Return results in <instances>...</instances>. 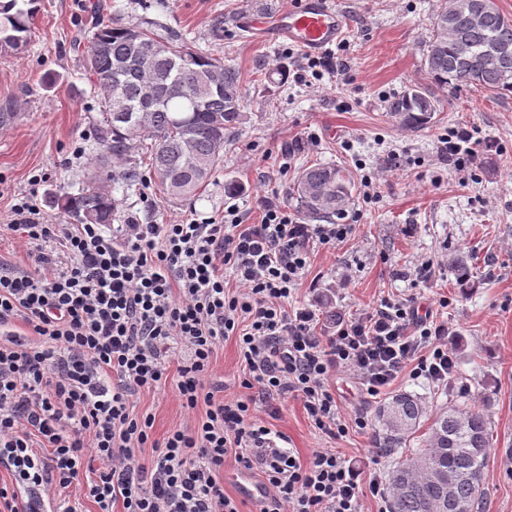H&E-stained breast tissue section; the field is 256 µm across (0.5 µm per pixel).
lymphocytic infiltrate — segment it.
Instances as JSON below:
<instances>
[{
    "label": "lymphocytic infiltrate",
    "instance_id": "1",
    "mask_svg": "<svg viewBox=\"0 0 512 512\" xmlns=\"http://www.w3.org/2000/svg\"><path fill=\"white\" fill-rule=\"evenodd\" d=\"M8 228L32 262L0 263V469L11 477L0 512H77L54 490L81 483L98 512H243L224 492L229 458L269 487L259 512H367L380 480L362 483L332 448L301 461L276 445L267 417L297 399L319 433L342 437L369 420L341 419L333 375L375 397L402 374L443 384L456 368L447 324L414 299H381L327 336L312 305L291 304L313 251L346 239L350 224H305L268 199L257 224L231 205L220 223L126 224L114 235L53 223L24 201ZM229 338L244 393L227 401L212 371ZM169 385L198 420L158 440L138 400Z\"/></svg>",
    "mask_w": 512,
    "mask_h": 512
}]
</instances>
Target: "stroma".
<instances>
[{
  "label": "stroma",
  "instance_id": "1",
  "mask_svg": "<svg viewBox=\"0 0 512 512\" xmlns=\"http://www.w3.org/2000/svg\"><path fill=\"white\" fill-rule=\"evenodd\" d=\"M85 0H40L34 34L18 55H0V101L12 99L13 124L0 127V261L27 264L25 247L7 230L11 209L26 198L62 224L72 218L52 206V195L74 193L93 172L90 145L106 94L89 83L74 40L87 25ZM102 20L134 22L143 5L193 46L234 65L242 74L243 120L224 145V161L191 198L127 194L107 183L120 224H167L179 217L222 221L236 205L246 223L259 218L260 198L290 212L289 189L302 169L343 165L357 182L345 217L352 235L312 256L294 303L322 308L323 331L338 316L375 305L385 296L416 297L419 305L447 298L448 346L456 357L449 383L398 379L387 393L424 398L430 412L460 402L487 410L495 430L485 474L486 512H512V94L472 87L437 90L439 120L411 130L390 117L387 102L411 86L430 87L425 45L433 15L444 0H340L348 30L334 59L343 74L313 84L296 80L305 63L300 48L240 30L241 16L287 10L290 0H100ZM224 20V36L212 33ZM286 69L277 85L263 74ZM465 127L477 142L473 165L458 170L438 151V139ZM371 186H364V178ZM234 183L236 192L226 190ZM461 256L478 275L462 286L449 264ZM438 260L432 282L417 275L424 259ZM155 418V438L192 418L172 390L140 398ZM302 459L317 448H336L352 459L362 480H389L410 454L386 456L371 433L349 431L329 439L312 427L299 401L272 421Z\"/></svg>",
  "mask_w": 512,
  "mask_h": 512
}]
</instances>
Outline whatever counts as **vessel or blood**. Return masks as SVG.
Wrapping results in <instances>:
<instances>
[{"label": "vessel or blood", "instance_id": "1", "mask_svg": "<svg viewBox=\"0 0 512 512\" xmlns=\"http://www.w3.org/2000/svg\"><path fill=\"white\" fill-rule=\"evenodd\" d=\"M244 28L252 32L273 31L275 36L287 38L303 51L316 55L339 42L347 28V17L338 0H296L288 13L274 22L254 19L244 21ZM236 483L244 497L264 500L267 487L247 472H239Z\"/></svg>", "mask_w": 512, "mask_h": 512}]
</instances>
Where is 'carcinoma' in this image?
Masks as SVG:
<instances>
[{
	"instance_id": "obj_1",
	"label": "carcinoma",
	"mask_w": 512,
	"mask_h": 512,
	"mask_svg": "<svg viewBox=\"0 0 512 512\" xmlns=\"http://www.w3.org/2000/svg\"><path fill=\"white\" fill-rule=\"evenodd\" d=\"M488 0H448L433 18L425 54L431 82L439 89L475 86L512 93V18ZM38 0H0V53L20 54L28 46ZM479 19L474 23L473 19ZM83 44L91 83L106 93V120L97 129L101 152L96 181L54 205L83 224H110L117 203L99 185L118 178L124 190L147 186L141 163L131 153L151 141L150 179L167 194L193 197L223 162L224 139L242 120V78L224 60L189 44L186 36L158 18L142 15L122 25L97 23ZM388 110L410 129L433 125L439 99L421 87L393 97ZM124 168L116 172L114 164ZM354 175L336 164H314L291 186L301 212L312 220H342L353 202ZM427 415L425 402L399 393L379 407L374 447L392 455L415 438ZM492 420L467 404L440 409L428 427L425 447L399 465L387 487L389 512H485L483 479Z\"/></svg>"
}]
</instances>
